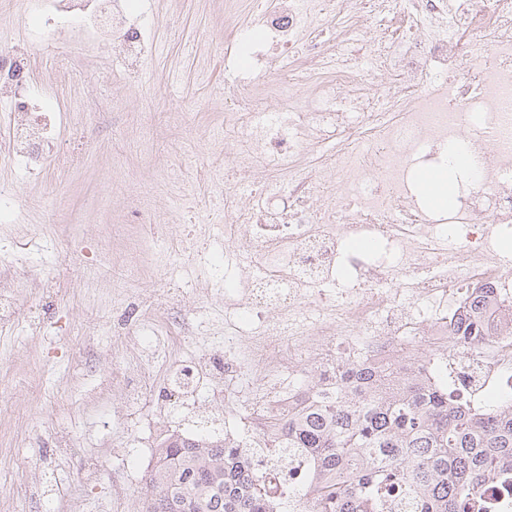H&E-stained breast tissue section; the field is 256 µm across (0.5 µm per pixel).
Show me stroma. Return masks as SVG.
Segmentation results:
<instances>
[{"instance_id":"stroma-1","label":"stroma","mask_w":512,"mask_h":512,"mask_svg":"<svg viewBox=\"0 0 512 512\" xmlns=\"http://www.w3.org/2000/svg\"><path fill=\"white\" fill-rule=\"evenodd\" d=\"M151 26L149 56L135 85L116 89L110 79L120 62L102 46L26 40L28 19L17 0L0 6V48L22 49L32 84L62 116L55 157L37 175H20L10 152L12 103L0 97V185L10 186L17 223L0 225V261L15 265L17 308L0 323V512H57L77 501L81 512H138L143 485L114 502V485L144 476L151 454L134 450L146 431L197 432L180 412L154 422L125 420L121 382L114 367H89L86 350H112L127 307L182 289L186 308L203 316L207 336L224 334V296L212 283L213 266L178 253L179 222L166 207L138 217L122 187L148 182L150 162L131 152L129 136L143 124L157 133L158 161L184 167L197 180L211 163H223L211 135L224 120V102L250 80L224 57V0H142ZM209 63L200 79L201 61ZM191 113L172 128L167 115ZM81 127L85 145L70 140ZM122 224L124 236L110 227ZM157 233L172 249L171 265L136 279L119 261L138 238ZM44 282L31 291L30 278ZM73 446L58 451V436Z\"/></svg>"}]
</instances>
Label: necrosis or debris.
Returning a JSON list of instances; mask_svg holds the SVG:
<instances>
[{"label": "necrosis or debris", "mask_w": 512, "mask_h": 512, "mask_svg": "<svg viewBox=\"0 0 512 512\" xmlns=\"http://www.w3.org/2000/svg\"><path fill=\"white\" fill-rule=\"evenodd\" d=\"M38 41L102 42L124 63L125 85L146 56L135 0H26ZM253 24L234 22L240 9ZM378 18L364 30V15ZM226 50L247 63L252 90L224 103V155L204 171L212 224H223L224 339L178 360L164 384L137 364L126 405L159 392L198 407L203 385L223 404L224 443L273 454L277 425L320 406L343 359L400 381L418 375L486 399L512 372V340L496 338L459 361L448 310L491 288L493 317L512 312V264L499 251L512 230V0H229ZM396 88L360 82L362 57ZM292 58L308 72L305 97L271 76ZM0 91L11 94L13 159L35 175L56 152L57 114L35 98L22 52L0 51ZM276 113H269V104ZM454 168L451 208L430 211L418 171ZM212 224H194L183 252L209 254ZM372 242L370 253L351 250ZM430 355L420 359L418 342ZM310 364L312 385L296 375ZM296 453L256 472L288 496L307 479Z\"/></svg>", "instance_id": "obj_1"}]
</instances>
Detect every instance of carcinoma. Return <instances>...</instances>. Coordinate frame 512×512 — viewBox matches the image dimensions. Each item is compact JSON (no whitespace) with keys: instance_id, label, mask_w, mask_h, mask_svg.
Here are the masks:
<instances>
[{"instance_id":"cac0c4a2","label":"carcinoma","mask_w":512,"mask_h":512,"mask_svg":"<svg viewBox=\"0 0 512 512\" xmlns=\"http://www.w3.org/2000/svg\"><path fill=\"white\" fill-rule=\"evenodd\" d=\"M480 288L454 320L457 345L468 351L490 336L512 337V319L497 330ZM353 388L280 426L278 447L311 460V478L326 477L286 502L255 480L256 451L227 448L210 432L164 435L137 512H384L398 493L410 512H469L486 481L512 491V403L477 412L444 385L413 376L385 396L379 375L347 366Z\"/></svg>"}]
</instances>
